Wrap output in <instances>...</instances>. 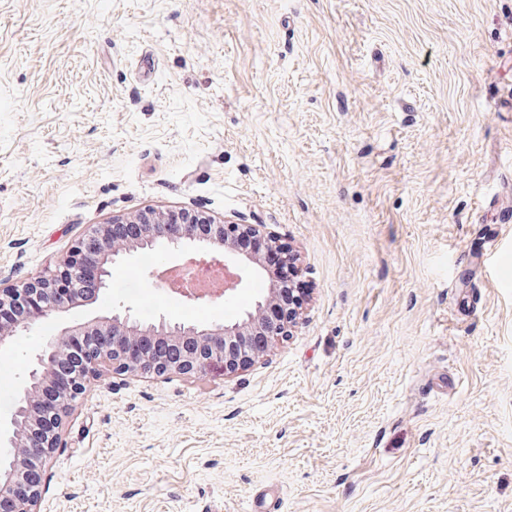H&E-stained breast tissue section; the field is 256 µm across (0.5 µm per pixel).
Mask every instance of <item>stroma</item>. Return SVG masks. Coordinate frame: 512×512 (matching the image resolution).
<instances>
[{
  "instance_id": "1",
  "label": "stroma",
  "mask_w": 512,
  "mask_h": 512,
  "mask_svg": "<svg viewBox=\"0 0 512 512\" xmlns=\"http://www.w3.org/2000/svg\"><path fill=\"white\" fill-rule=\"evenodd\" d=\"M149 208L266 225L303 314L229 377L93 383L36 512H512V0H0V284ZM175 263L1 347L0 420L64 326L260 293L142 302Z\"/></svg>"
}]
</instances>
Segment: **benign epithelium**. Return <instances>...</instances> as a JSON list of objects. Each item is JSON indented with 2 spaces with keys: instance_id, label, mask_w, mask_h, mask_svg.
Instances as JSON below:
<instances>
[{
  "instance_id": "obj_1",
  "label": "benign epithelium",
  "mask_w": 512,
  "mask_h": 512,
  "mask_svg": "<svg viewBox=\"0 0 512 512\" xmlns=\"http://www.w3.org/2000/svg\"><path fill=\"white\" fill-rule=\"evenodd\" d=\"M209 220L187 213L181 224L168 223L167 212L147 209L93 226L54 267L20 284L0 286V343L28 332L50 315L68 313L99 299L124 262L146 248L179 253L197 247L185 262L224 266L234 287L230 296L253 274L265 283L263 295L233 322L189 324L164 316L144 324L132 309H114L97 320L77 323L52 337L36 357L12 411L9 428L0 432L9 466L0 469V512H34L47 462L59 447L60 430L87 385L102 373L205 375L220 368L231 375L292 336L306 295L288 314L273 318L281 285L272 265L280 240L263 224L226 220L200 231ZM253 235L265 241L259 254L238 249L237 241ZM96 267V288L85 294L87 265Z\"/></svg>"
}]
</instances>
